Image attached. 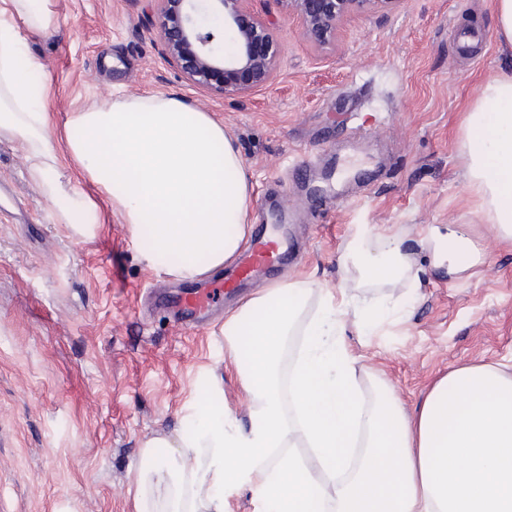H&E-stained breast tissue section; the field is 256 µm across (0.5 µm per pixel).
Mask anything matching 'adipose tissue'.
<instances>
[{"instance_id": "obj_1", "label": "adipose tissue", "mask_w": 512, "mask_h": 512, "mask_svg": "<svg viewBox=\"0 0 512 512\" xmlns=\"http://www.w3.org/2000/svg\"><path fill=\"white\" fill-rule=\"evenodd\" d=\"M57 0H0V140L20 142L54 223L84 235L103 222L100 200L145 238L156 271L200 278L238 254L250 232L251 189L241 158L211 113L164 94L124 95L52 125L32 31L54 29ZM63 149H55V138ZM466 180L496 238L512 247V75L488 79L460 128ZM75 166L92 192L66 189ZM417 245L456 277L473 265L466 232L432 230ZM338 290L311 279L258 290L224 321L227 360L248 420L193 412L190 432L147 438L144 458L170 455L175 471L139 472L135 512H231L249 487L262 512H512V373L471 364L438 378L414 413L371 377L341 341L345 325L374 335L387 319L359 288L420 281L399 234L358 232L340 260ZM319 312L302 314L310 301ZM304 341L289 372L287 339ZM310 448L311 457L295 456Z\"/></svg>"}]
</instances>
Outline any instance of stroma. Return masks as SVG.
<instances>
[{"label":"stroma","instance_id":"35a3bbf8","mask_svg":"<svg viewBox=\"0 0 512 512\" xmlns=\"http://www.w3.org/2000/svg\"><path fill=\"white\" fill-rule=\"evenodd\" d=\"M60 22L32 33L55 125L120 93H164L221 120L252 186L249 224H267L293 198L301 263L281 280L336 287L339 259L358 230L424 232L467 224L482 260L462 277L424 265L415 293L366 288L360 298L405 306L381 335L347 328L361 366L379 372L406 410L461 365L512 358V248L500 245L464 180L463 112L486 78L512 73L498 43L493 0H403L354 14L327 48L277 0H253L280 54L272 83L238 99L190 87L162 56L151 0H58ZM461 32L453 41L452 32ZM380 125V140L353 126ZM317 167L294 177L307 159ZM18 144L0 142V512H134L142 443L172 434L211 382L234 381L224 319L189 327L143 298L180 287L148 267L118 215L79 239L49 218Z\"/></svg>","mask_w":512,"mask_h":512}]
</instances>
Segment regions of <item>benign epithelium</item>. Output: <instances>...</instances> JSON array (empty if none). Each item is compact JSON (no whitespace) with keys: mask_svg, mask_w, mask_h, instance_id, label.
<instances>
[{"mask_svg":"<svg viewBox=\"0 0 512 512\" xmlns=\"http://www.w3.org/2000/svg\"><path fill=\"white\" fill-rule=\"evenodd\" d=\"M154 25L166 60L190 84L214 97L240 98L271 83L279 55L269 26L251 0H154ZM403 0H278L298 15L305 37L325 47L351 14L388 11Z\"/></svg>","mask_w":512,"mask_h":512,"instance_id":"benign-epithelium-1","label":"benign epithelium"}]
</instances>
